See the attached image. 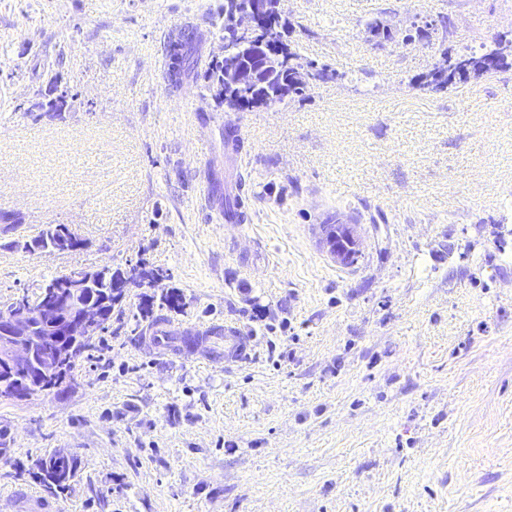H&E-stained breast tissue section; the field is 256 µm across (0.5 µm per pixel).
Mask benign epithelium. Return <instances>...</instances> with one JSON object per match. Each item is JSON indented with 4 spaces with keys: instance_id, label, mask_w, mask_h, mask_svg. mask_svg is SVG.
<instances>
[{
    "instance_id": "obj_1",
    "label": "benign epithelium",
    "mask_w": 512,
    "mask_h": 512,
    "mask_svg": "<svg viewBox=\"0 0 512 512\" xmlns=\"http://www.w3.org/2000/svg\"><path fill=\"white\" fill-rule=\"evenodd\" d=\"M246 2L243 10L224 8V25L242 37H260L259 19L272 23L271 38L276 49L270 52L272 64L282 67L288 60V43L280 37L279 23L283 20L280 0H227ZM224 87L235 89L250 84L256 75L246 72L232 62L220 58ZM326 243L336 261L357 263L359 250L351 225L345 223L323 225ZM55 237L46 247L32 248L49 254L68 251V235L59 226H50ZM108 268L77 269L63 272L56 282L41 289L46 301L31 315L18 307L0 312V371L10 373L35 370L51 381L48 389L66 382L65 366L80 352L84 343L103 331L112 300L107 297L93 300L84 298L85 290L98 280Z\"/></svg>"
}]
</instances>
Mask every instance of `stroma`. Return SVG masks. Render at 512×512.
I'll return each mask as SVG.
<instances>
[{
    "mask_svg": "<svg viewBox=\"0 0 512 512\" xmlns=\"http://www.w3.org/2000/svg\"><path fill=\"white\" fill-rule=\"evenodd\" d=\"M281 9L346 80L228 112L206 79L224 0H0V310L138 261L182 296L159 340L134 319L152 288L127 289L71 383L0 399V512L57 451L79 460L59 512H512V66L411 83L511 31L512 0ZM230 167L238 224L214 190ZM350 218L344 265L321 227ZM50 224L83 247L26 252ZM210 323L248 356L183 346ZM197 41V34L193 28H184L176 35H172L167 44L168 58L167 78L169 86L177 89L182 85L183 77L191 70L193 65V49Z\"/></svg>",
    "mask_w": 512,
    "mask_h": 512,
    "instance_id": "stroma-1",
    "label": "stroma"
}]
</instances>
